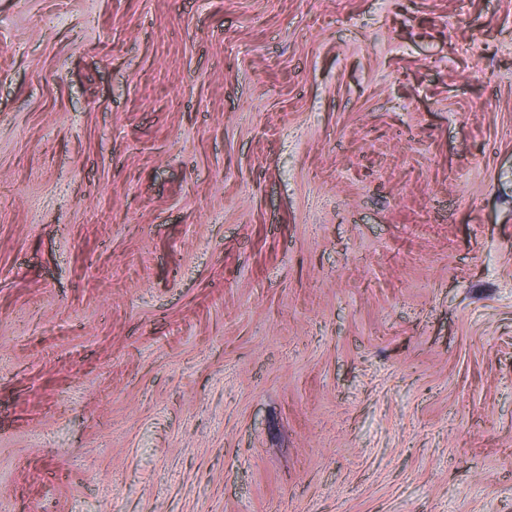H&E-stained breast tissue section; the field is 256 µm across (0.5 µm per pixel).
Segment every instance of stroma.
Wrapping results in <instances>:
<instances>
[{
	"instance_id": "stroma-1",
	"label": "stroma",
	"mask_w": 512,
	"mask_h": 512,
	"mask_svg": "<svg viewBox=\"0 0 512 512\" xmlns=\"http://www.w3.org/2000/svg\"><path fill=\"white\" fill-rule=\"evenodd\" d=\"M0 512H512V0H0Z\"/></svg>"
}]
</instances>
